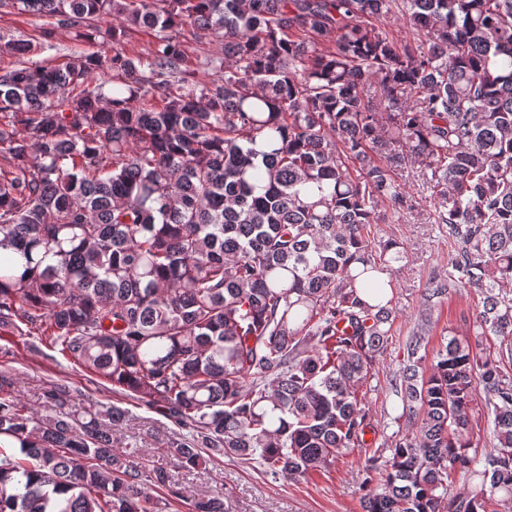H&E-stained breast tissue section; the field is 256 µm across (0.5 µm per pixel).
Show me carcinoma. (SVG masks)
<instances>
[{"mask_svg": "<svg viewBox=\"0 0 512 512\" xmlns=\"http://www.w3.org/2000/svg\"><path fill=\"white\" fill-rule=\"evenodd\" d=\"M0 0L104 34L52 64L0 75V329L51 350L181 429L178 468L217 457L277 478L319 471L370 429L359 389L395 305L375 245L378 208L414 205L413 167L461 242L482 331L512 352V0ZM112 17V25L100 23ZM404 22L410 39L387 30ZM224 42L209 82L183 68L176 31ZM153 35L144 56L128 33ZM24 267L17 274L18 266ZM406 345L400 397L419 422L367 473L362 512H495L512 498V377L451 339L429 374ZM491 448L469 454L477 385ZM32 410L0 373V512H162L164 466L117 453L112 404L64 386ZM480 479L448 498L455 475ZM190 512H226L201 496Z\"/></svg>", "mask_w": 512, "mask_h": 512, "instance_id": "cac0c4a2", "label": "carcinoma"}]
</instances>
